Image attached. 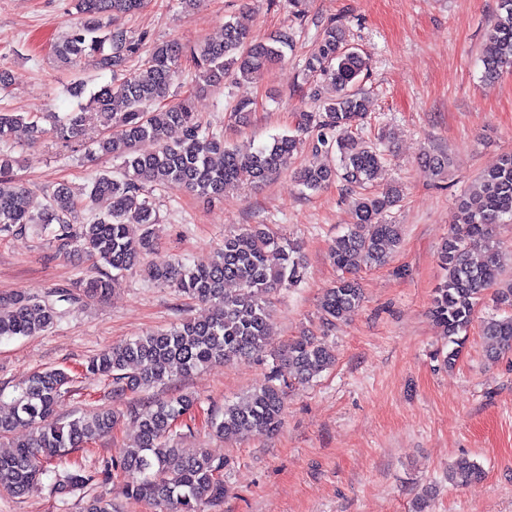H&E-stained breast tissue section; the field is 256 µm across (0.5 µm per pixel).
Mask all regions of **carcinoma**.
I'll return each mask as SVG.
<instances>
[{
	"mask_svg": "<svg viewBox=\"0 0 512 512\" xmlns=\"http://www.w3.org/2000/svg\"><path fill=\"white\" fill-rule=\"evenodd\" d=\"M146 4L147 0H75L81 24L56 45L55 53L65 61L91 57L100 70L112 74V81L95 92L88 106L68 113L49 129L42 125L45 116L40 112L0 111V142H8L23 128L33 140L50 136L63 144L78 143L93 127L100 132L95 141L98 151L121 159L120 171L100 174L84 198L58 185L34 215L28 207V189L9 177L15 158L0 152V232L50 231L62 247L73 246L114 271L131 270L156 248L158 240L160 218L143 197L146 187L184 190L212 201L241 182H265L300 150L303 141L296 135L275 136L257 148L227 146L223 138L203 129L191 96L168 100L184 55H190L197 81L206 86H220L228 75L238 84H255L270 65L284 59V49L293 47L291 29L256 41L229 22L222 40L188 48L177 42H151L145 34L135 37L102 23L105 16L130 15ZM134 57L140 58V65L131 72L128 63ZM481 64L482 78L488 81L512 67V0H498ZM305 67L321 78L314 92L318 108L301 113L298 127L316 133L315 154L336 145L339 163L336 167L310 163L300 168L297 179L313 191L339 179L353 195V225L336 239L331 252L336 267L351 273L363 265H379L402 239L401 226L386 219L400 200V190L373 188L383 154L354 131L368 112V99L359 88L367 70L366 57L331 22L305 59ZM251 112L253 100L243 97L231 118L243 126ZM172 128L180 129L182 136L170 143L166 135ZM145 141L157 143L158 148L140 151ZM457 208V225L439 247L446 275L434 289L431 310L447 338L444 362L450 366L462 353L477 307L487 299L496 308L511 311L483 323L487 357L497 360L512 351V278H503L505 254L496 238L497 225L512 221V153L481 176L478 189L461 195ZM475 251L482 254L477 263L472 260ZM304 273L300 246L273 235L264 224L224 236L216 259L208 264L188 266L177 261L151 266L150 281L209 305L211 317H186L168 329L114 345L92 357L86 371L112 379V392L118 397L145 386L168 384L178 375L216 362L258 354L269 329L265 296L297 285ZM228 283L237 284L238 290L228 292ZM77 288L94 299L107 294L110 282L102 275L92 276L80 280ZM361 301L358 284L340 278L322 301L323 321L334 325ZM58 318L54 304L38 296L0 295V338L39 335ZM284 361L298 380L307 381L329 368L335 354L318 337L300 336L288 344ZM68 380L60 369L35 372L11 398L8 411L0 409V437L20 424L31 428L27 437L12 443L9 453L0 455V491L26 495L40 486L49 466L55 464L59 469L52 491L62 502L114 470L127 475L129 495L162 506L165 512H201L202 507L224 498V461L201 448H178L172 443L176 422L197 408L188 394L137 413L138 441L122 458L104 459L94 470L71 466L68 456L111 433L118 416L104 407L58 421L55 406ZM285 387L278 371L272 370L267 382L244 401L224 405L222 419H212L211 427L226 439L254 428L278 430ZM482 475L477 462L460 457L448 469V482L466 486Z\"/></svg>",
	"mask_w": 512,
	"mask_h": 512,
	"instance_id": "carcinoma-1",
	"label": "carcinoma"
}]
</instances>
